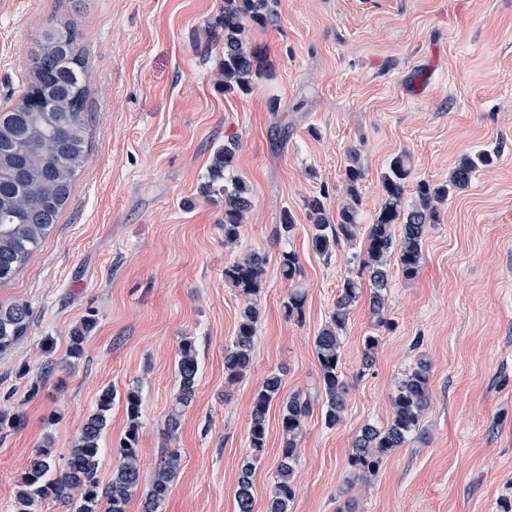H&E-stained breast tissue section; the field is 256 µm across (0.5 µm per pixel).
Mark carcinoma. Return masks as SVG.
<instances>
[{
	"mask_svg": "<svg viewBox=\"0 0 512 512\" xmlns=\"http://www.w3.org/2000/svg\"><path fill=\"white\" fill-rule=\"evenodd\" d=\"M272 16L269 0H224L219 24L224 28V91L247 93L254 83L269 77L266 57L261 48L245 40L249 25L264 26ZM30 84L9 108L0 110V284L12 280L40 246L69 202L74 179L88 161V58L81 34L74 21L66 19L42 33L30 49ZM239 144L231 139L214 153L208 181L202 193L224 196V245L238 246L240 229L251 207L250 189L233 174ZM492 161V155L480 152L464 155L451 172L448 183L433 184L418 180L413 200L405 203L411 179L406 155L393 157L381 175L382 204L362 239L361 270L370 289V308L376 322L390 328L385 318V303L391 284L392 268L407 280L416 278L422 266V239L425 227L439 219L438 204L451 191L468 185L473 174ZM348 201L331 224L323 199L309 203L315 233L312 248L329 254L339 238L355 236L360 207L358 184L364 170L360 154L350 152L345 171ZM403 225L400 239L394 238V226ZM283 275L292 279L299 261L292 251L280 256ZM266 258L249 253L224 267V279L244 298L236 336L224 352V373L229 383L244 376L253 361V343L259 320L256 297L263 285ZM361 296V284L344 281L329 322L315 337L320 367V387L324 404L322 418L327 427H335L347 409L348 386L341 370L342 335L351 308ZM305 296L295 291L284 302L287 317H301ZM30 311L24 305L0 309V354L11 350L26 335ZM427 361L419 360L398 382L393 398L390 422L382 427L366 425L355 437L349 454L351 470L360 475H375L383 459L404 445L419 431L429 405ZM176 374L179 390L176 407L166 423L167 437L177 433L180 407L194 394L199 374L195 342L185 338L179 345ZM282 379L270 374L257 389L249 429L251 452L240 466L236 491L237 512H253L252 474L255 461L266 445V417L278 398ZM115 396L111 389L101 392L96 410L83 424L64 466L56 468L51 448H40L20 478L13 512H35L38 503L52 499L69 507L70 512H128V504L140 483V394L129 389L124 402L128 418L119 441V463L108 486H101L97 471L103 448L100 440L107 427ZM311 400L294 394L280 408L283 445L272 489L268 512H290L296 496L294 470L299 457L298 441L305 420L311 413ZM179 449L169 448L146 492L143 512H158L166 499L179 467Z\"/></svg>",
	"mask_w": 512,
	"mask_h": 512,
	"instance_id": "carcinoma-1",
	"label": "carcinoma"
}]
</instances>
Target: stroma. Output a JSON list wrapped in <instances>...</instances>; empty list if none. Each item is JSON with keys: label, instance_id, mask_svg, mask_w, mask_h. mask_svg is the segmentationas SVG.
Wrapping results in <instances>:
<instances>
[{"label": "stroma", "instance_id": "obj_1", "mask_svg": "<svg viewBox=\"0 0 512 512\" xmlns=\"http://www.w3.org/2000/svg\"><path fill=\"white\" fill-rule=\"evenodd\" d=\"M224 0H0V107L31 78L29 50L57 20H80L89 53V156L57 224L13 280L0 307L28 306V334L0 354V512L37 449L72 448L99 395L117 398L97 478L112 480L127 426L123 397L141 394L140 486L169 447L181 452L158 512H236L249 454L251 403L269 373L282 378L253 475V512H267L282 446L279 408L314 398L300 438L290 512H512V0H271L250 28L272 71L245 94L224 91ZM239 143L235 173L252 207L238 247L224 245V198L199 186L215 149ZM359 150L358 231L382 203L380 176L408 155L412 179L447 182L462 155L488 152L464 189L427 225L417 278L393 274L377 326L361 295L343 335L348 383L342 421L327 428L316 401L314 339L345 279L360 270L359 238L329 255L312 248L308 200L328 189L329 215L347 196ZM294 228L278 233L283 212ZM294 251L295 280L279 256ZM267 258L253 365L225 380L224 351L244 298L224 268ZM302 289L301 319L283 303ZM91 322L80 357L71 338ZM379 344L365 365L364 339ZM193 338L199 375L176 439V362ZM424 359L429 407L417 435L378 473L354 477L348 457L367 424L392 417L398 381Z\"/></svg>", "mask_w": 512, "mask_h": 512}]
</instances>
